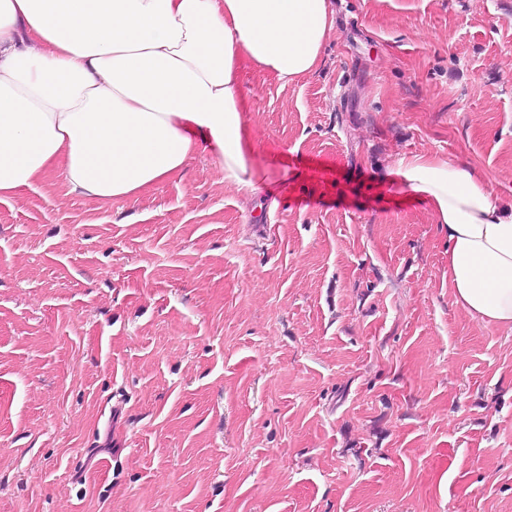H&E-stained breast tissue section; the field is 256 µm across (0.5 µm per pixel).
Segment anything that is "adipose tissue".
I'll return each mask as SVG.
<instances>
[{"mask_svg":"<svg viewBox=\"0 0 512 512\" xmlns=\"http://www.w3.org/2000/svg\"><path fill=\"white\" fill-rule=\"evenodd\" d=\"M335 24L331 0H0V198L57 172L70 194L131 200L198 154L253 195L241 69L297 81ZM395 175L446 238L453 304L512 327V213L489 182L432 154Z\"/></svg>","mask_w":512,"mask_h":512,"instance_id":"1","label":"adipose tissue"}]
</instances>
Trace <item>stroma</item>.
<instances>
[{
	"instance_id": "stroma-1",
	"label": "stroma",
	"mask_w": 512,
	"mask_h": 512,
	"mask_svg": "<svg viewBox=\"0 0 512 512\" xmlns=\"http://www.w3.org/2000/svg\"><path fill=\"white\" fill-rule=\"evenodd\" d=\"M334 5L317 72L242 70L257 196L203 155L0 199V512H512V327L385 184L438 154L512 212V0Z\"/></svg>"
}]
</instances>
